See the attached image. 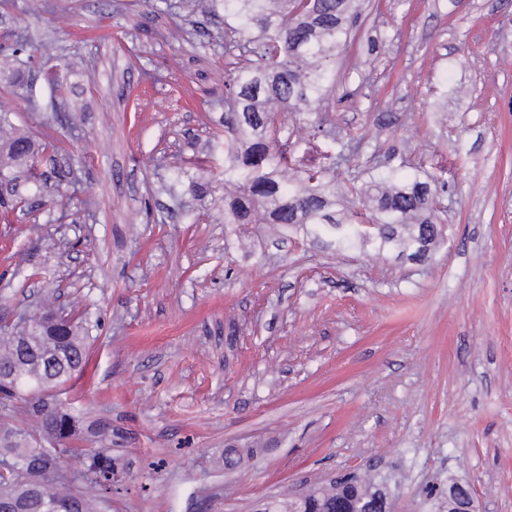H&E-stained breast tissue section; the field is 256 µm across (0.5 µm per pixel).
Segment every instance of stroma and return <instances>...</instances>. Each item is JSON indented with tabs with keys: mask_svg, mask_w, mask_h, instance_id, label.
Wrapping results in <instances>:
<instances>
[{
	"mask_svg": "<svg viewBox=\"0 0 512 512\" xmlns=\"http://www.w3.org/2000/svg\"><path fill=\"white\" fill-rule=\"evenodd\" d=\"M24 5L0 0V34L26 31L35 64L0 56V103L56 136L78 185L68 211L41 185L40 210L0 224V315L52 289L90 321L61 398L112 426L125 469L107 512H261L366 471L393 512H448L453 485L469 512H512V0H363L319 114L362 134L359 168L438 178L442 238L421 260L230 225L210 204L182 222L199 205L164 186L224 113L222 16ZM56 73V109L9 93L44 99Z\"/></svg>",
	"mask_w": 512,
	"mask_h": 512,
	"instance_id": "35a3bbf8",
	"label": "stroma"
}]
</instances>
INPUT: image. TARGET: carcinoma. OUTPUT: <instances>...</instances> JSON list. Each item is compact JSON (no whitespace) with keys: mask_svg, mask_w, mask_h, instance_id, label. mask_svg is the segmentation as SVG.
Segmentation results:
<instances>
[{"mask_svg":"<svg viewBox=\"0 0 512 512\" xmlns=\"http://www.w3.org/2000/svg\"><path fill=\"white\" fill-rule=\"evenodd\" d=\"M192 11L224 12V54L234 58L224 81V118L211 127L198 175L185 192L204 199L224 191V223L278 224L328 245L423 252L438 235L442 218L435 208L431 177L400 176L393 170L368 178L338 180L351 166L350 143L335 131L317 128L324 139L322 162L294 174V143L285 136L288 115L307 119L319 111L336 86V55L356 26L359 0H188ZM30 38L14 31L0 37V53L28 52ZM12 111L0 107V220L31 211L27 185L54 174L58 185L75 177L57 165L55 136L39 141L15 126ZM65 317L57 320L55 313ZM90 336L83 314L45 300L39 312L21 313L0 331V512H47L57 501L68 512H104L114 493L117 459L110 448H58L62 436L84 441L79 418L56 395L70 372L85 370ZM28 414L32 430L17 431L9 419ZM76 458L80 467H70ZM356 499L370 512H385L384 491L369 480L344 476L309 492L304 509L282 501L277 512H332L336 501ZM467 492L448 495V512H466Z\"/></svg>","mask_w":512,"mask_h":512,"instance_id":"carcinoma-1","label":"carcinoma"}]
</instances>
